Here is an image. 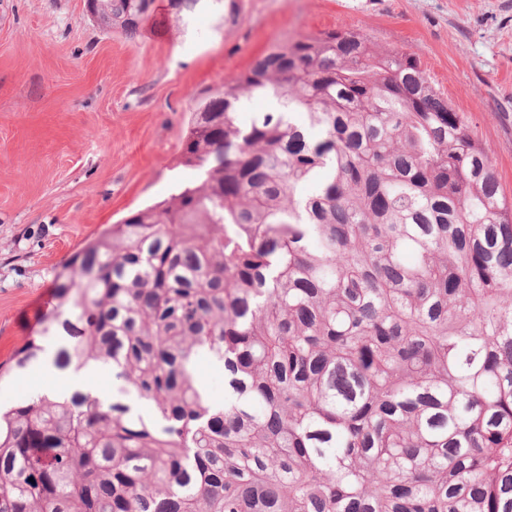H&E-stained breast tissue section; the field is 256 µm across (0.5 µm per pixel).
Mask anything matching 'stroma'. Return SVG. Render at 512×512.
Listing matches in <instances>:
<instances>
[{"label":"stroma","mask_w":512,"mask_h":512,"mask_svg":"<svg viewBox=\"0 0 512 512\" xmlns=\"http://www.w3.org/2000/svg\"><path fill=\"white\" fill-rule=\"evenodd\" d=\"M177 18L155 0L134 37L84 0H0V362L31 337L39 296L68 259L197 171L181 162L192 114L274 46L339 26L416 54L492 152L512 198V0H240ZM48 361L0 381V406L63 389Z\"/></svg>","instance_id":"obj_1"}]
</instances>
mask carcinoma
<instances>
[{
    "mask_svg": "<svg viewBox=\"0 0 512 512\" xmlns=\"http://www.w3.org/2000/svg\"><path fill=\"white\" fill-rule=\"evenodd\" d=\"M98 5L132 37L152 0ZM182 158L198 184L57 275L51 365L120 386L0 411V512H512V200L419 58L346 27L278 45ZM199 372L208 387L212 402L224 404V367L210 354L204 352L199 358Z\"/></svg>",
    "mask_w": 512,
    "mask_h": 512,
    "instance_id": "cac0c4a2",
    "label": "carcinoma"
}]
</instances>
